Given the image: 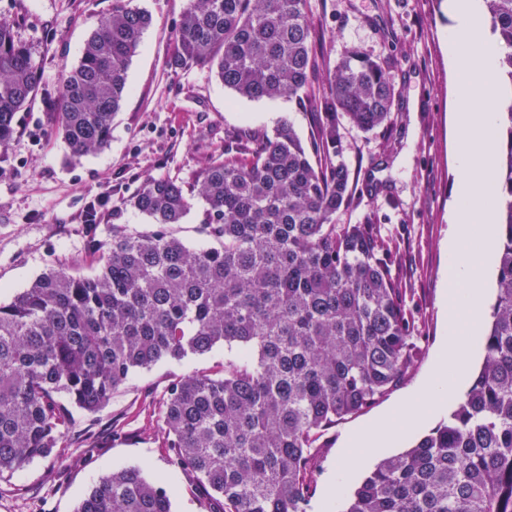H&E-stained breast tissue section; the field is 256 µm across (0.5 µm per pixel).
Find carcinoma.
<instances>
[{"instance_id": "cac0c4a2", "label": "carcinoma", "mask_w": 512, "mask_h": 512, "mask_svg": "<svg viewBox=\"0 0 512 512\" xmlns=\"http://www.w3.org/2000/svg\"><path fill=\"white\" fill-rule=\"evenodd\" d=\"M500 76L512 87V0H485ZM151 16L133 0L112 11L61 69L53 131L74 160L110 141L112 116ZM308 0H186L168 63L208 66L252 100H296L323 115L317 138L293 126L224 138V155L189 185L149 176L129 204L148 231L89 225L94 274L51 267L0 303V475L64 447L72 408L93 414L136 369L224 345L214 374L173 382L162 403L172 465L192 475L213 512H308L322 432L375 404L414 369L415 321L370 224H338L351 196L338 114L362 132L391 121L395 80L357 49L313 90ZM41 70L0 21V158ZM493 191L499 265L483 365L448 416L385 458L343 512H512V103ZM207 205L194 250L170 228L191 198ZM161 480L137 467L103 476L76 512H171Z\"/></svg>"}]
</instances>
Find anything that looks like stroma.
Masks as SVG:
<instances>
[{"instance_id": "obj_1", "label": "stroma", "mask_w": 512, "mask_h": 512, "mask_svg": "<svg viewBox=\"0 0 512 512\" xmlns=\"http://www.w3.org/2000/svg\"><path fill=\"white\" fill-rule=\"evenodd\" d=\"M152 17L128 70L129 91L112 118L102 151L70 161L48 113L63 66L75 65L112 0H0L42 71L32 105L15 115L17 134L0 161V302L11 300L51 267L87 268L89 233L107 239L113 225L149 229L129 199L147 177L189 180L205 158L220 155L224 135L272 133L290 122L303 142L320 116L288 99L250 100L224 87L205 66L173 70L170 42L185 0H134ZM317 31L320 74L358 49L393 70L396 98L389 129L361 132L341 122L352 196L340 224L373 225L389 250L393 276L415 312L424 354L402 384L373 406L324 431L309 512H341L326 503L343 439L394 408L431 364L445 316L443 244L456 178L451 110L456 84L448 69L445 0H308ZM111 199L89 230L84 216L100 185ZM223 346L204 355L164 359L134 371L97 413L74 411L63 458H37L0 476V512H74L81 496L113 469L136 466L173 488L172 512H210L191 476L176 471L163 446L162 402L172 381L218 370Z\"/></svg>"}]
</instances>
